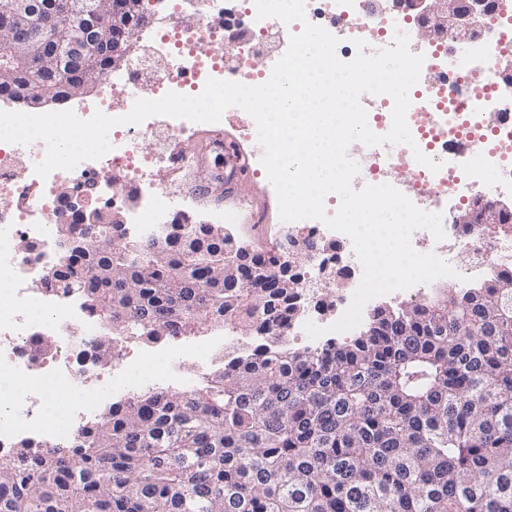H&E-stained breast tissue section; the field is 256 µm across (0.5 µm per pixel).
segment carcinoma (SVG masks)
Listing matches in <instances>:
<instances>
[{
    "instance_id": "cac0c4a2",
    "label": "carcinoma",
    "mask_w": 512,
    "mask_h": 512,
    "mask_svg": "<svg viewBox=\"0 0 512 512\" xmlns=\"http://www.w3.org/2000/svg\"><path fill=\"white\" fill-rule=\"evenodd\" d=\"M42 30L80 32L49 14ZM184 235L165 254L131 238L64 256L53 285L109 318L96 359L123 336L156 345L212 322L269 343L190 388L111 403L65 446L19 440L0 456V512H512L511 272L380 307L349 343L292 349L275 333L298 312L297 274L219 225Z\"/></svg>"
}]
</instances>
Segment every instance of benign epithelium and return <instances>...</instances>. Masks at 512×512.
<instances>
[{
	"mask_svg": "<svg viewBox=\"0 0 512 512\" xmlns=\"http://www.w3.org/2000/svg\"><path fill=\"white\" fill-rule=\"evenodd\" d=\"M490 0H378L383 11L402 7L416 13L419 36L429 38L443 32L461 44L479 40L483 35V17ZM63 13L81 24L82 35L75 40L38 43L37 56L46 65L77 69L81 84L68 90L66 98L82 97L90 92L102 74L91 67L90 57L95 48L112 52V68L130 63L137 50L140 31L154 21V16L140 9L139 0H4L0 4V30L10 32L28 28L31 19L40 12ZM21 44L12 41L0 45V73L13 75L29 66L34 56L21 51ZM14 94L27 105H42L54 101L55 91L45 83L12 85ZM79 223L88 228L89 243L112 248V240H102L93 234L100 223L99 212L74 208ZM512 216V202L499 200L489 204L481 197L471 200L468 207L453 216L455 224H502Z\"/></svg>",
	"mask_w": 512,
	"mask_h": 512,
	"instance_id": "benign-epithelium-1",
	"label": "benign epithelium"
}]
</instances>
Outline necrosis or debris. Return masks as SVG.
Instances as JSON below:
<instances>
[{"mask_svg":"<svg viewBox=\"0 0 512 512\" xmlns=\"http://www.w3.org/2000/svg\"><path fill=\"white\" fill-rule=\"evenodd\" d=\"M193 23L179 27L160 26L162 43L168 47L163 72L151 83H143L149 61L135 62L130 71L105 76L101 93L86 104L87 113L114 116L112 104L121 100L130 112L137 99L155 100L168 92H202L208 79L226 76L247 86L267 82L269 72L254 71L252 44L264 41L283 29L276 18H258L254 0H241L239 12L248 21L250 38H242L235 22L218 25L214 16L223 12V0H193ZM322 14L341 24L338 40L352 47L354 40L392 45L397 32L415 36L413 14L381 12L376 0H315ZM487 23L491 38L477 45L474 53L453 58L452 70L440 63L448 58L447 41L428 51L434 70L429 86H414L409 92L406 122L413 145L361 146L363 185L389 183L399 169L412 168L414 176L403 193L421 210H429L432 199L452 193L455 203L466 202L474 193L488 200L512 192V127L491 132L475 124V112L512 114V83L500 77V61L512 52V0H495ZM196 65L194 81L185 84L178 74L184 62ZM174 138L190 127L189 120L172 118L158 123L150 117L134 125L112 128L111 149L90 166L98 184L112 186L115 173L135 186L143 199L133 215L128 232L152 238L183 214L174 202L171 184L159 176L169 165L165 151L147 153L143 140L157 128ZM461 148L460 160L446 167L448 146ZM22 145L0 142V200L12 207L0 211V384L23 381L0 413V453L14 448L19 438L35 446L63 443L76 437L79 429L100 418L109 400H122L143 388L174 381L190 384L191 372H203L237 355L243 339L219 327L192 337H176L161 347H146L117 354L109 367L95 365L94 343L108 326L106 316L90 299L58 288L42 287L58 267L56 217L73 218L71 201L92 204L74 172L52 171L47 177L33 176L38 189L36 204H29L25 185L16 175ZM440 162L439 171L417 163L416 153ZM455 242L468 252L470 263L460 269V284L475 286L494 271H512V237L491 236L478 225L457 226ZM65 393L61 416L49 415L57 393Z\"/></svg>","mask_w":512,"mask_h":512,"instance_id":"4bbe7bcc","label":"necrosis or debris"}]
</instances>
